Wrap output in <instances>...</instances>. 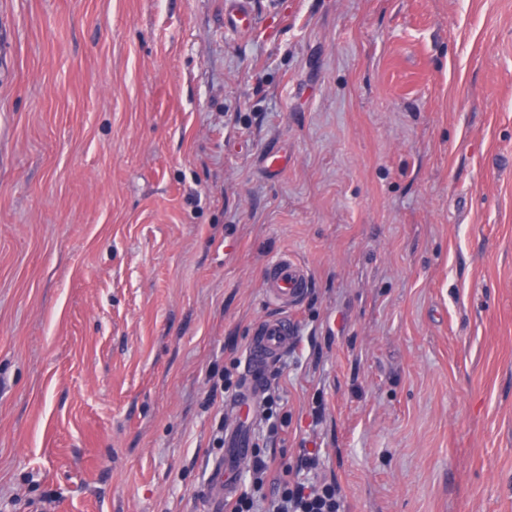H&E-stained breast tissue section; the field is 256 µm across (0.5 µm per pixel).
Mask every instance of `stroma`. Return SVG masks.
I'll list each match as a JSON object with an SVG mask.
<instances>
[{
    "label": "stroma",
    "mask_w": 512,
    "mask_h": 512,
    "mask_svg": "<svg viewBox=\"0 0 512 512\" xmlns=\"http://www.w3.org/2000/svg\"><path fill=\"white\" fill-rule=\"evenodd\" d=\"M224 2L0 0V512H209L284 254L256 447L512 512V0ZM225 12L232 23L242 31L246 32L252 28L254 11L251 0H226ZM307 282L304 267L288 259V255L270 261L264 269L266 295L283 311L278 317L260 321L246 348V369L231 409L237 421L223 427L224 457L215 463L209 475L207 492L216 509L238 491V472L243 461L252 457L254 441L245 413L259 400L271 365L292 346L296 326L288 317V309L301 302Z\"/></svg>",
    "instance_id": "1"
}]
</instances>
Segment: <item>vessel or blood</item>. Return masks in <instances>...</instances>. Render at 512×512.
Segmentation results:
<instances>
[{
    "instance_id": "vessel-or-blood-1",
    "label": "vessel or blood",
    "mask_w": 512,
    "mask_h": 512,
    "mask_svg": "<svg viewBox=\"0 0 512 512\" xmlns=\"http://www.w3.org/2000/svg\"><path fill=\"white\" fill-rule=\"evenodd\" d=\"M224 10L237 28L245 32L251 29L254 17L251 0H225ZM307 282L304 267L285 256L270 261L264 269L266 295L280 308L281 314L260 321L246 348V369L233 401L237 420L225 425L224 456L209 475L207 491L214 507H222L239 488L238 473L243 461L251 458L254 445L245 415L257 403L271 365L292 346L296 326L287 311L300 303Z\"/></svg>"
}]
</instances>
